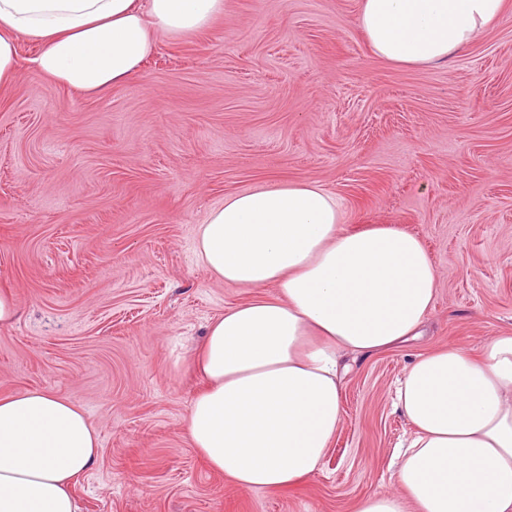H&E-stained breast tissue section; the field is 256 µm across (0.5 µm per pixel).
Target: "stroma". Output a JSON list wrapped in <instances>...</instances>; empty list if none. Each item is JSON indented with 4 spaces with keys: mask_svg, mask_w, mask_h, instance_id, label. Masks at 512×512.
Listing matches in <instances>:
<instances>
[{
    "mask_svg": "<svg viewBox=\"0 0 512 512\" xmlns=\"http://www.w3.org/2000/svg\"><path fill=\"white\" fill-rule=\"evenodd\" d=\"M359 0H224L207 29L160 37L123 84L58 85L19 46L0 88V395L81 406L100 439L74 492L83 512H355L394 489L411 433L392 406L413 358L512 334V11L447 64L396 66L356 26ZM319 183L344 226L417 235L438 273L423 336L355 358L320 469L280 492L211 471L184 421L189 359L248 300L195 253L227 195Z\"/></svg>",
    "mask_w": 512,
    "mask_h": 512,
    "instance_id": "obj_1",
    "label": "stroma"
}]
</instances>
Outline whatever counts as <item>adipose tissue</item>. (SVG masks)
<instances>
[{"label": "adipose tissue", "mask_w": 512, "mask_h": 512, "mask_svg": "<svg viewBox=\"0 0 512 512\" xmlns=\"http://www.w3.org/2000/svg\"><path fill=\"white\" fill-rule=\"evenodd\" d=\"M506 0H360L372 52L436 66L500 22ZM224 0H0V85L18 43L35 68L96 93L138 71L162 36L205 30ZM213 277L255 290L207 328L193 351L203 388L186 433L208 467L235 484L282 491L306 482L342 422L346 356L419 336L437 293L421 240L398 227H343L338 199L315 182L225 196L198 229ZM275 286V295L261 288ZM413 428L395 455L399 493L376 491L356 512H512V334L478 354L455 345L417 355L396 389ZM99 437L71 400L40 389L0 396V512H82L73 481Z\"/></svg>", "instance_id": "1"}]
</instances>
